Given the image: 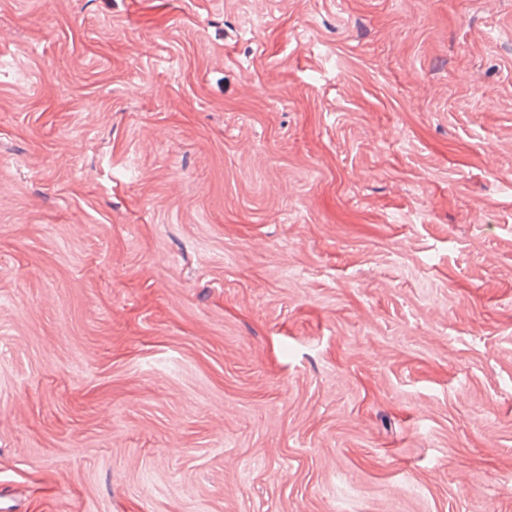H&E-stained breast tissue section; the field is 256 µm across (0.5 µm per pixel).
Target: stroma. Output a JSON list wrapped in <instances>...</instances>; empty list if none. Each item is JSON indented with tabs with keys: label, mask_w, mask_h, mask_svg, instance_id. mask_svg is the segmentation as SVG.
Returning <instances> with one entry per match:
<instances>
[{
	"label": "stroma",
	"mask_w": 512,
	"mask_h": 512,
	"mask_svg": "<svg viewBox=\"0 0 512 512\" xmlns=\"http://www.w3.org/2000/svg\"><path fill=\"white\" fill-rule=\"evenodd\" d=\"M0 512H512V0H0Z\"/></svg>",
	"instance_id": "stroma-1"
}]
</instances>
